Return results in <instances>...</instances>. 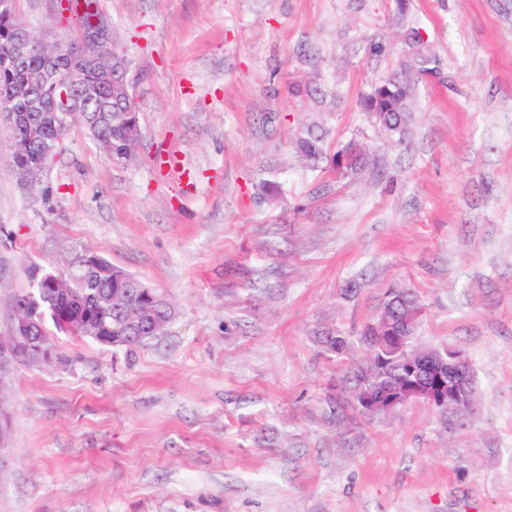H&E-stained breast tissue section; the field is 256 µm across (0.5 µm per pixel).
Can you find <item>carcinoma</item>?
I'll return each instance as SVG.
<instances>
[{"instance_id":"obj_1","label":"carcinoma","mask_w":512,"mask_h":512,"mask_svg":"<svg viewBox=\"0 0 512 512\" xmlns=\"http://www.w3.org/2000/svg\"><path fill=\"white\" fill-rule=\"evenodd\" d=\"M21 23L16 14L0 15V102L6 101L17 113L12 136L17 153L12 157L15 168L22 169L32 181H38L40 173L57 153L55 139L57 123L36 102V98L20 96L17 89L29 76L55 65L58 77H63L70 66L80 67L85 78L71 106L75 113L68 123H77L94 139L112 162L124 165L136 157L141 139V128L135 104V83L129 79L121 82L114 73L127 71L130 62L115 47L102 52L91 45L75 47L73 43L59 44L53 48L54 55L47 50L30 47L22 61L14 65L6 58V45L12 29ZM414 85L404 73L390 76L372 86L364 100V109L375 122L390 135L404 132L407 122L408 102L412 98ZM294 146L299 156L317 166L330 160L338 177L357 173L367 163L368 154L362 145L349 142L336 152L328 153L326 133L316 125H306L295 135ZM86 254L72 246L65 251L63 267L57 270L54 279H43L42 270L34 266L30 271V288L13 297V311L33 317L35 330L32 348L28 351L3 353L0 365L5 362L23 364L52 363L51 350L47 342V325L58 327L62 313L88 320L77 323L70 334L99 340L102 336L118 339L117 345L129 349L145 347L153 338L142 330L141 325L153 320L160 322L156 336L160 337L175 317L176 308L172 299L154 302L141 288L143 281L104 258L98 263L83 265L78 257ZM422 310L417 293L407 288L385 293L378 313L392 322L410 320ZM375 320L366 324L361 336L352 340L348 336H321L319 341L326 351L343 356L354 348V343L364 346V362L355 366L351 377L352 402L359 412V391L363 388L381 386L395 381L402 373L401 367L392 365L383 372L376 365L381 350L377 347L371 327Z\"/></svg>"}]
</instances>
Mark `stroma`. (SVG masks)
Segmentation results:
<instances>
[{"label":"stroma","instance_id":"35a3bbf8","mask_svg":"<svg viewBox=\"0 0 512 512\" xmlns=\"http://www.w3.org/2000/svg\"><path fill=\"white\" fill-rule=\"evenodd\" d=\"M96 6L138 80L141 144L118 166L72 126L26 186L0 127V336L31 265L72 245L177 316L132 352L52 329L59 362L0 373V512H512V0ZM15 9L62 42L80 26L56 0ZM402 69L397 140L360 100ZM310 80L323 99L287 94ZM307 124L367 165H307L290 144ZM266 178L282 195L261 203ZM392 287L418 293L422 344L474 368L459 427L417 402L365 416L340 389L320 336H356ZM367 160L366 149L356 142H349L333 153L330 163L336 177H348L361 170Z\"/></svg>","mask_w":512,"mask_h":512}]
</instances>
